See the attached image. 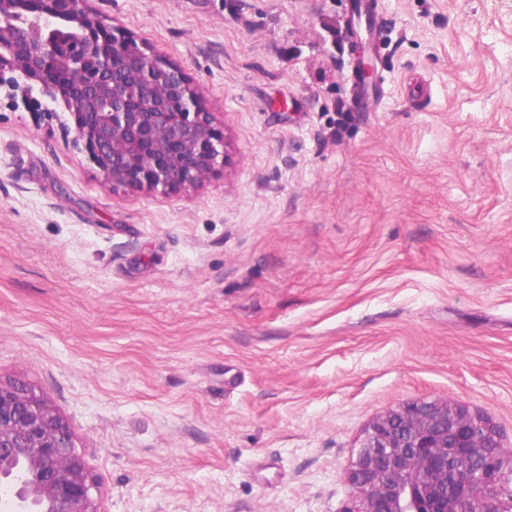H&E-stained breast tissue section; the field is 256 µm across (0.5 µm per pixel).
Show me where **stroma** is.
Here are the masks:
<instances>
[{
  "instance_id": "35a3bbf8",
  "label": "stroma",
  "mask_w": 512,
  "mask_h": 512,
  "mask_svg": "<svg viewBox=\"0 0 512 512\" xmlns=\"http://www.w3.org/2000/svg\"><path fill=\"white\" fill-rule=\"evenodd\" d=\"M91 0L179 64L228 162L112 190L0 100V379L105 512H345L367 424L454 400L512 446V0Z\"/></svg>"
}]
</instances>
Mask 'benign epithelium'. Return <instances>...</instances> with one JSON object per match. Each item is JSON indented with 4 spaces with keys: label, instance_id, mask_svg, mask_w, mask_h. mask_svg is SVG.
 <instances>
[{
    "label": "benign epithelium",
    "instance_id": "obj_1",
    "mask_svg": "<svg viewBox=\"0 0 512 512\" xmlns=\"http://www.w3.org/2000/svg\"><path fill=\"white\" fill-rule=\"evenodd\" d=\"M89 0H0V90L65 126L104 185L178 193L227 162L224 133L184 71L109 31ZM12 512H104L65 420L28 388L0 381V481ZM345 512H512V449L492 421L453 401L374 417Z\"/></svg>",
    "mask_w": 512,
    "mask_h": 512
}]
</instances>
